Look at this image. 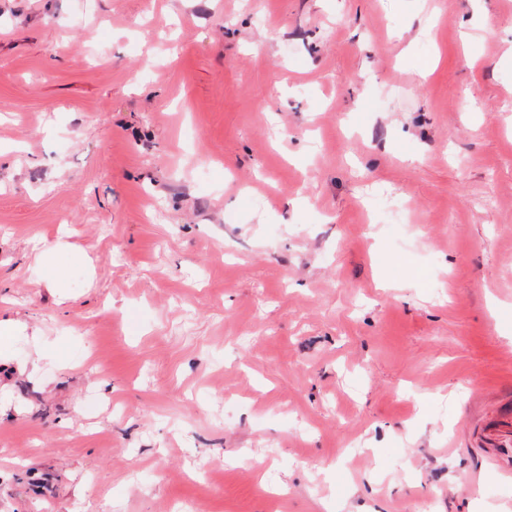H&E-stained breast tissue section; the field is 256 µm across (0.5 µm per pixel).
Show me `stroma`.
Returning <instances> with one entry per match:
<instances>
[{"instance_id": "obj_1", "label": "stroma", "mask_w": 512, "mask_h": 512, "mask_svg": "<svg viewBox=\"0 0 512 512\" xmlns=\"http://www.w3.org/2000/svg\"><path fill=\"white\" fill-rule=\"evenodd\" d=\"M0 318V512H512V7L0 0Z\"/></svg>"}]
</instances>
